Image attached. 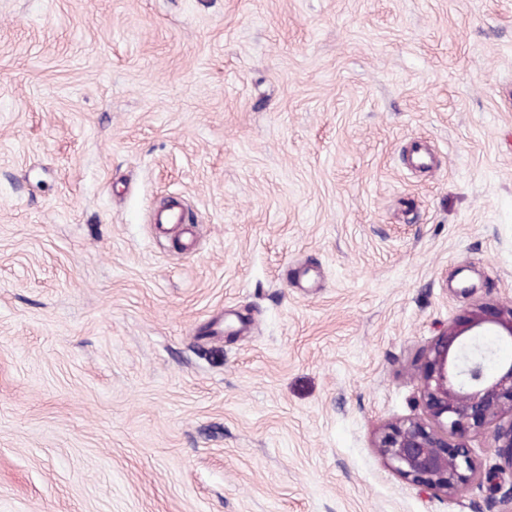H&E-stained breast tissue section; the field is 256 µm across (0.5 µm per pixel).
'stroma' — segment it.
Segmentation results:
<instances>
[{
    "label": "stroma",
    "instance_id": "1",
    "mask_svg": "<svg viewBox=\"0 0 512 512\" xmlns=\"http://www.w3.org/2000/svg\"><path fill=\"white\" fill-rule=\"evenodd\" d=\"M481 304L512 0H0V512H501L493 428L450 498L373 446Z\"/></svg>",
    "mask_w": 512,
    "mask_h": 512
}]
</instances>
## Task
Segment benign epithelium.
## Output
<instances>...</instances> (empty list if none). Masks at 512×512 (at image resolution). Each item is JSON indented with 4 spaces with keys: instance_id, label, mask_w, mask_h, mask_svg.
<instances>
[{
    "instance_id": "7a95c632",
    "label": "benign epithelium",
    "mask_w": 512,
    "mask_h": 512,
    "mask_svg": "<svg viewBox=\"0 0 512 512\" xmlns=\"http://www.w3.org/2000/svg\"><path fill=\"white\" fill-rule=\"evenodd\" d=\"M486 336L512 342V305L478 306L448 324L418 368L430 423L403 420L374 440L388 467L433 494L449 498L479 475L471 449L448 438L496 423L495 440L512 449V362L485 369L473 349Z\"/></svg>"
}]
</instances>
